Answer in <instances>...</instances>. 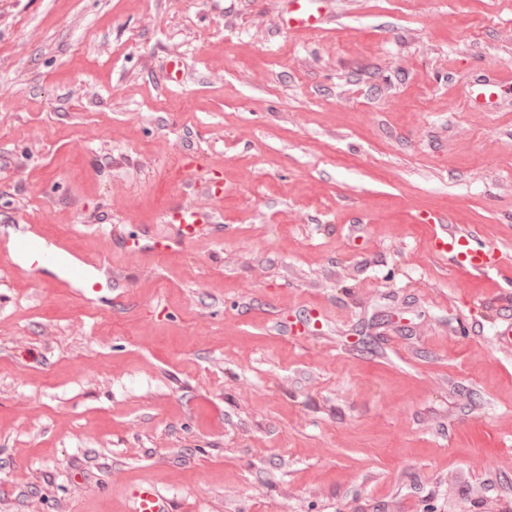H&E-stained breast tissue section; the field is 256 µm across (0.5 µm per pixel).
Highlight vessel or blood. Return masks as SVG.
<instances>
[{
  "mask_svg": "<svg viewBox=\"0 0 512 512\" xmlns=\"http://www.w3.org/2000/svg\"><path fill=\"white\" fill-rule=\"evenodd\" d=\"M323 0H285L281 28L289 33H312L332 24L333 19L322 10ZM501 91L499 79L492 78L476 83L469 100L475 104L493 105ZM169 222L175 231L174 238H156V252L167 253L172 242L189 245L207 234L215 221L213 214L182 206L172 207ZM426 230L427 251L450 268L466 277L487 274L502 261L500 251L486 244L475 226L460 223L449 214L431 212L419 219ZM10 265L27 262L34 266L58 267L62 270L56 285L60 288L78 289L84 299H92L97 287L107 276L100 261L77 254L67 241L54 237L31 224L13 223L12 235L5 252ZM126 512H172L170 501L150 483L131 485L126 494Z\"/></svg>",
  "mask_w": 512,
  "mask_h": 512,
  "instance_id": "obj_1",
  "label": "vessel or blood"
}]
</instances>
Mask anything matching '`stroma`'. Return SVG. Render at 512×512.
Masks as SVG:
<instances>
[{
	"mask_svg": "<svg viewBox=\"0 0 512 512\" xmlns=\"http://www.w3.org/2000/svg\"><path fill=\"white\" fill-rule=\"evenodd\" d=\"M0 0V245L68 237L112 286L0 269V512H498L505 272L431 257L456 214L512 268V0ZM180 57L183 82L164 65ZM224 174V197L181 194ZM214 234L157 256L170 205ZM138 247L128 248L124 239ZM324 0H285L281 29L286 33H312L334 22L321 4ZM501 91V81L498 78L482 80L476 83L470 93L469 100L474 104L490 106L495 104V98ZM170 501L150 483H137L126 494L127 512H172Z\"/></svg>",
	"mask_w": 512,
	"mask_h": 512,
	"instance_id": "35a3bbf8",
	"label": "stroma"
}]
</instances>
